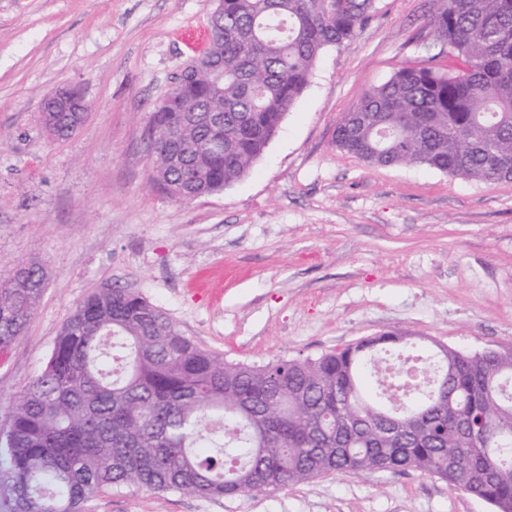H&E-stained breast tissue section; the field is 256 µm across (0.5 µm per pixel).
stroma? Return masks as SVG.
<instances>
[{
    "instance_id": "obj_1",
    "label": "stroma",
    "mask_w": 512,
    "mask_h": 512,
    "mask_svg": "<svg viewBox=\"0 0 512 512\" xmlns=\"http://www.w3.org/2000/svg\"><path fill=\"white\" fill-rule=\"evenodd\" d=\"M212 0H0V278L38 263L40 305L0 352V423L92 291L126 288L229 359L317 357L403 331L512 350V183L340 151L336 125L372 87L448 48L432 0H380L241 180L188 204L149 185L152 113L206 44ZM78 91L53 140L44 96ZM83 512H493L436 476L363 471L211 500L126 489ZM46 102L48 103V106L41 110L40 119L42 122H45L42 112H46V114L49 112H60L63 114H72L73 112H76L77 115L72 114L73 117L70 119V123L74 128H76L80 124L81 115L88 110V106L84 98L80 95H76L74 90L71 89L62 88L51 92L46 96ZM44 125L47 128L46 122ZM66 129L67 126L65 125L56 126L54 130H49L47 128L50 135L57 140L65 139L72 134L68 133Z\"/></svg>"
}]
</instances>
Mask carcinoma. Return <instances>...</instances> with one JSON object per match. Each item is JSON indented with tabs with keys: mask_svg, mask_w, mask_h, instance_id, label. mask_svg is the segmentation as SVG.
Returning a JSON list of instances; mask_svg holds the SVG:
<instances>
[{
	"mask_svg": "<svg viewBox=\"0 0 512 512\" xmlns=\"http://www.w3.org/2000/svg\"><path fill=\"white\" fill-rule=\"evenodd\" d=\"M377 0H224V28L176 76L152 115L182 125L209 196L243 178L308 86L328 46L351 43ZM448 64L405 66L336 126V146L373 165L419 164L512 181V0H436ZM224 61V80L208 60ZM468 67L464 80L452 68ZM176 202L183 174L153 168ZM38 264L0 280V351L45 290ZM0 435L13 512H81L137 489L220 499L323 475L418 470L512 512V352L425 336L367 337L317 358L227 360L125 288L78 305Z\"/></svg>",
	"mask_w": 512,
	"mask_h": 512,
	"instance_id": "cac0c4a2",
	"label": "carcinoma"
}]
</instances>
